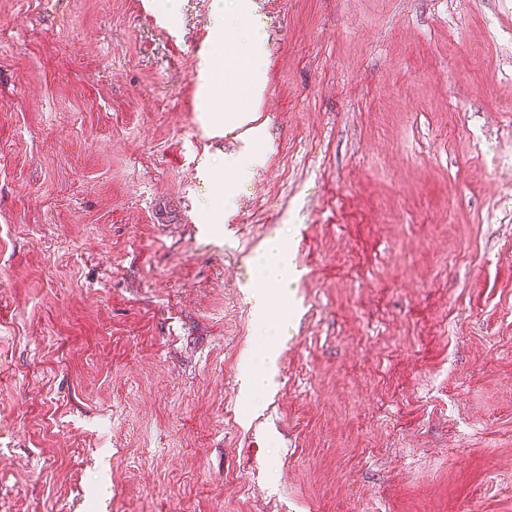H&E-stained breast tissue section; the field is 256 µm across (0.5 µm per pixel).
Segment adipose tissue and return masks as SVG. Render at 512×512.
<instances>
[{
	"label": "adipose tissue",
	"mask_w": 512,
	"mask_h": 512,
	"mask_svg": "<svg viewBox=\"0 0 512 512\" xmlns=\"http://www.w3.org/2000/svg\"><path fill=\"white\" fill-rule=\"evenodd\" d=\"M254 278L261 287L252 289L251 298L257 311L266 312L274 302H284L294 280L292 256L285 241L276 239L254 260ZM279 352L268 349L263 355L244 353L241 362L240 383L245 394L254 396L264 392L278 371Z\"/></svg>",
	"instance_id": "ef3b65f1"
}]
</instances>
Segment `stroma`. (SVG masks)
Listing matches in <instances>:
<instances>
[{
  "label": "stroma",
  "mask_w": 512,
  "mask_h": 512,
  "mask_svg": "<svg viewBox=\"0 0 512 512\" xmlns=\"http://www.w3.org/2000/svg\"><path fill=\"white\" fill-rule=\"evenodd\" d=\"M158 2L0 0V512H512V0ZM253 277L265 282L268 288H251V298L257 311L264 313L271 309L275 301L288 300L289 288H292V256L288 244L280 239L270 242L269 246L254 259ZM279 352L268 349L262 356L245 352L242 356L240 383L248 396L264 392L272 383L278 371Z\"/></svg>",
  "instance_id": "35a3bbf8"
}]
</instances>
